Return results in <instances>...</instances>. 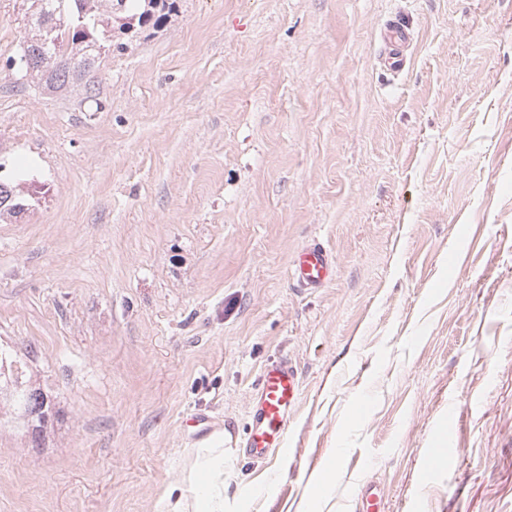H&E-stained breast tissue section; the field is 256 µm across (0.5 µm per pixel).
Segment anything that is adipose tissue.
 <instances>
[{
  "label": "adipose tissue",
  "mask_w": 512,
  "mask_h": 512,
  "mask_svg": "<svg viewBox=\"0 0 512 512\" xmlns=\"http://www.w3.org/2000/svg\"><path fill=\"white\" fill-rule=\"evenodd\" d=\"M224 435L189 449L177 493L164 498V512H224Z\"/></svg>",
  "instance_id": "1"
}]
</instances>
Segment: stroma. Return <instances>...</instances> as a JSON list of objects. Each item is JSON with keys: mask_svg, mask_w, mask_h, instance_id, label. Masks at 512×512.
<instances>
[{"mask_svg": "<svg viewBox=\"0 0 512 512\" xmlns=\"http://www.w3.org/2000/svg\"><path fill=\"white\" fill-rule=\"evenodd\" d=\"M26 12L0 0V176L33 195L0 223V392L58 415L38 444L0 416V512H161L188 419L244 431L274 357L288 449L234 457L225 503L512 512V0H178L90 96L19 79ZM309 241L335 275L304 292ZM385 46L383 51V64L385 69L397 72L404 65L405 49L413 40L411 29L404 21H392L382 34ZM333 275L334 262L322 244L308 242L294 252L290 262V278L296 288H324L332 281Z\"/></svg>", "mask_w": 512, "mask_h": 512, "instance_id": "obj_1", "label": "stroma"}]
</instances>
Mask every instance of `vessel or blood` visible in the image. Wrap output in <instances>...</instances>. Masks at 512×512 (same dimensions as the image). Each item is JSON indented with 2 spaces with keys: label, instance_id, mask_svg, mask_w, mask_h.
<instances>
[{
  "label": "vessel or blood",
  "instance_id": "vessel-or-blood-1",
  "mask_svg": "<svg viewBox=\"0 0 512 512\" xmlns=\"http://www.w3.org/2000/svg\"><path fill=\"white\" fill-rule=\"evenodd\" d=\"M412 39V31L404 21L395 20L386 27L382 34L385 69L400 70L405 62L404 52ZM333 275L334 262L322 244L312 241L294 252L290 278L295 287L322 288L331 282ZM300 386L298 370L288 359L266 364L250 409L248 432L243 437L233 430L225 432V446L243 449L245 455L257 461L267 460L274 449L285 448L289 423L300 403Z\"/></svg>",
  "mask_w": 512,
  "mask_h": 512
}]
</instances>
